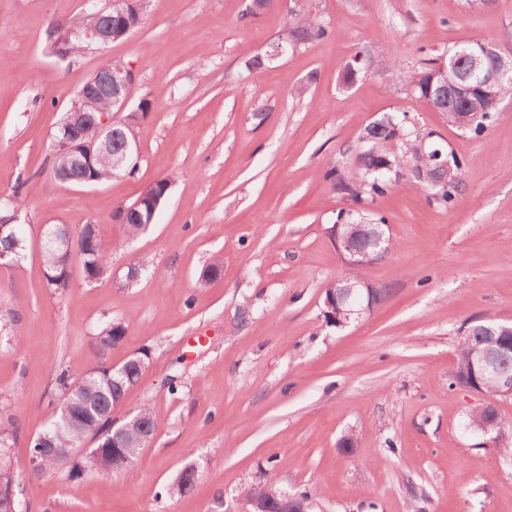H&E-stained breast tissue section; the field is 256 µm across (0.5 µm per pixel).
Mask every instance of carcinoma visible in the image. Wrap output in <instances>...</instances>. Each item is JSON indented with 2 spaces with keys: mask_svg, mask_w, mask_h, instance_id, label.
<instances>
[{
  "mask_svg": "<svg viewBox=\"0 0 512 512\" xmlns=\"http://www.w3.org/2000/svg\"><path fill=\"white\" fill-rule=\"evenodd\" d=\"M115 15V7L89 11L83 23L107 25ZM288 36L293 45H304L310 41L333 36V30L322 20L295 10L289 11ZM59 55H76L84 48V41L74 33L59 28L53 42ZM462 46H456L438 57L422 63L421 66L400 67L398 58H393L392 67L398 77L419 98L427 96L430 74L442 64H451ZM474 112L468 130L479 134L490 125L496 114L494 109L472 107ZM365 149L358 156V166L350 169H335L328 173L327 179L334 190L345 195L355 203L363 196H383L391 191L400 180L406 185L428 192L438 203H450L463 184L465 161L448 154L433 133L410 127L395 116H384L365 127L362 136ZM121 148V138L112 139L111 151L101 155L96 163L93 177L102 183L122 173L130 172L135 165L129 164L123 169L112 167V154ZM448 162L450 176L448 182L434 185L419 181L413 171L432 163V159ZM151 213L145 209H133L120 206L113 219L127 235H137L148 229L146 222ZM387 229L384 218L370 219L360 226V230L351 233L350 220L343 221L341 231L349 240L364 246L374 234L376 225ZM72 250L80 256L85 278L91 282L103 278L108 269L112 249L101 242L98 225L85 224L72 234ZM26 238L19 232L12 237L5 234L0 237V253L7 256L13 264H19L25 256ZM46 288L54 295H62L70 288L71 255L58 249L42 252ZM500 320L485 317L466 323L459 340L457 366L454 379L464 376L470 370L477 351L484 347L486 337L495 335V327ZM124 326L115 320L103 324L98 334L95 357L96 364L81 373L70 375L63 372L57 378L59 397L57 406L42 432L33 442V448H78L89 436L96 440L99 450L82 457L71 471V478L80 479L86 474H109L130 466L143 451L146 442L142 435L155 431L151 411L143 407L134 415L137 421H124L116 425L112 421V412L118 407V401L127 390L135 385L143 374L137 364L125 362L124 372L112 370L107 362L109 351L124 338ZM468 426L476 431L492 433L504 426L501 415L493 412H477L468 419ZM195 470H183L168 486L169 496H184L195 486ZM265 497L269 501L270 512H310V496L306 492L284 496L276 487H266Z\"/></svg>",
  "mask_w": 512,
  "mask_h": 512,
  "instance_id": "obj_1",
  "label": "carcinoma"
}]
</instances>
